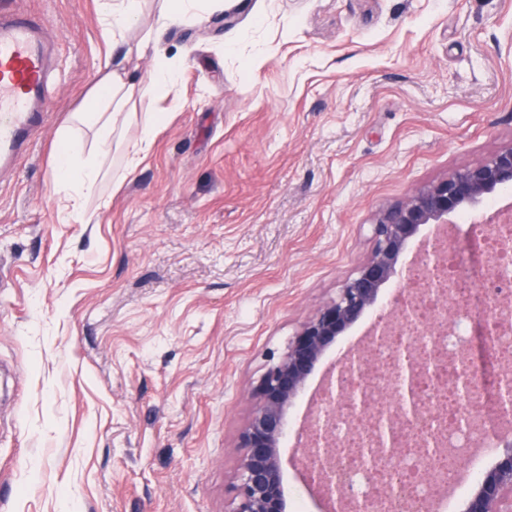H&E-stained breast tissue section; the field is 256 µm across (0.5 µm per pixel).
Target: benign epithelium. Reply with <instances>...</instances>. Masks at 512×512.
Listing matches in <instances>:
<instances>
[{
    "instance_id": "7a95c632",
    "label": "benign epithelium",
    "mask_w": 512,
    "mask_h": 512,
    "mask_svg": "<svg viewBox=\"0 0 512 512\" xmlns=\"http://www.w3.org/2000/svg\"><path fill=\"white\" fill-rule=\"evenodd\" d=\"M512 186V144L494 154L453 171L442 180L424 187L383 211L374 225L375 244L370 256L347 279L336 298L322 306L301 325L286 352L271 366L252 392L256 404L237 439L240 448L237 482L233 486L229 512H286L280 447L288 434L287 409L304 390L309 376L325 351L349 326L374 306L378 294L398 275L400 257L408 242L426 224H446L448 215L479 203L484 196ZM406 369L399 373L401 393L397 404L370 402L364 393L344 392L329 383L322 401L338 404L356 413L371 430L367 438H354L348 452L361 459L379 462L402 448L422 455L425 469L434 480L453 470L457 457L446 448H430L436 437H427L406 421L420 411L422 399L417 382L438 357L413 342L402 347ZM372 370L389 367L372 364L368 348L361 347L340 362L337 375L348 371L361 379ZM322 447L328 464L336 463V442H326L325 431L297 441L295 451L303 467L317 471L318 480L330 481L323 468H315L317 447ZM399 501L383 491L356 506V512H399ZM463 512H512V431L498 439L495 461L474 485L464 501Z\"/></svg>"
}]
</instances>
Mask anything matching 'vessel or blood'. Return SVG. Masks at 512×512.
Here are the masks:
<instances>
[{"instance_id": "b4317fda", "label": "vessel or blood", "mask_w": 512, "mask_h": 512, "mask_svg": "<svg viewBox=\"0 0 512 512\" xmlns=\"http://www.w3.org/2000/svg\"><path fill=\"white\" fill-rule=\"evenodd\" d=\"M46 15L0 0V169L30 147L56 81Z\"/></svg>"}]
</instances>
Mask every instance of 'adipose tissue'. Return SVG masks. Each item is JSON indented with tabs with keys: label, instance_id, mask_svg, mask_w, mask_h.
<instances>
[{
	"label": "adipose tissue",
	"instance_id": "ef3b65f1",
	"mask_svg": "<svg viewBox=\"0 0 512 512\" xmlns=\"http://www.w3.org/2000/svg\"><path fill=\"white\" fill-rule=\"evenodd\" d=\"M104 32L113 46L123 45L126 32L136 23L140 0H101ZM223 0H162L158 27L165 30L183 25L202 13L222 8ZM179 80V66L165 54L154 53L148 81L137 80L126 68L118 66L99 73L76 120L95 128V151L106 156L121 150L127 167H134L140 154L150 145L162 123L159 113L137 115L132 102L137 94L150 92L165 97ZM136 126L133 138H125L126 127ZM103 179L99 166L86 157L82 140L62 133L54 167V185L64 193L72 208H79L86 197L94 195Z\"/></svg>",
	"mask_w": 512,
	"mask_h": 512
}]
</instances>
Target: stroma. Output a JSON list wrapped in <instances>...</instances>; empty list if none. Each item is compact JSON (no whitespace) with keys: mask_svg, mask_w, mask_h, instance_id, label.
Masks as SVG:
<instances>
[{"mask_svg":"<svg viewBox=\"0 0 512 512\" xmlns=\"http://www.w3.org/2000/svg\"><path fill=\"white\" fill-rule=\"evenodd\" d=\"M45 11L60 77L43 133L0 174V512H228L261 376L370 255L386 207L512 143V0H229L167 30L166 119L84 224L55 194L62 129L112 64L99 0ZM265 62L247 72L245 60ZM448 218L472 266V221ZM366 312L288 409L367 344ZM287 508L327 512L291 445Z\"/></svg>","mask_w":512,"mask_h":512,"instance_id":"obj_1","label":"stroma"}]
</instances>
